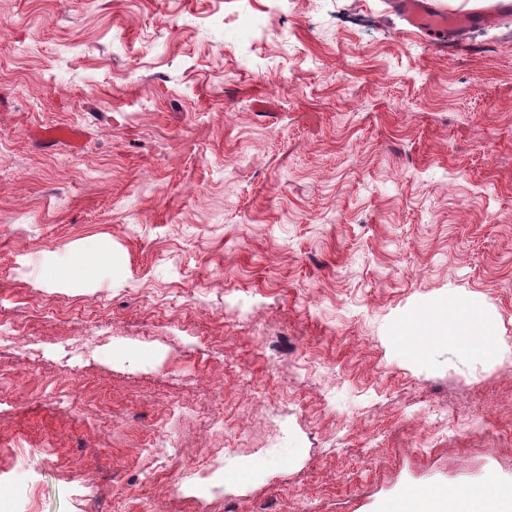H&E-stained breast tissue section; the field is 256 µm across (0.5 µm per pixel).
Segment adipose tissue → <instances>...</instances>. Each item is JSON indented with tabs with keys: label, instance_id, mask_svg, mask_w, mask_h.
<instances>
[{
	"label": "adipose tissue",
	"instance_id": "obj_1",
	"mask_svg": "<svg viewBox=\"0 0 512 512\" xmlns=\"http://www.w3.org/2000/svg\"><path fill=\"white\" fill-rule=\"evenodd\" d=\"M96 259L93 263L80 262L76 257H68L52 263L50 274L53 283L68 286L93 282L100 272L108 270L112 263L109 249L92 245ZM403 329H421L430 338H448L456 342L459 338L481 331L489 336L494 326L485 310L475 302L463 304L456 299L441 302L428 323H421L412 317L402 324ZM384 512H512V483H492L480 487L458 488L452 491L442 489H412L405 492L397 501L385 507Z\"/></svg>",
	"mask_w": 512,
	"mask_h": 512
}]
</instances>
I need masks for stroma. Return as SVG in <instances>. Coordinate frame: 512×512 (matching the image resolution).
<instances>
[{"label":"stroma","mask_w":512,"mask_h":512,"mask_svg":"<svg viewBox=\"0 0 512 512\" xmlns=\"http://www.w3.org/2000/svg\"><path fill=\"white\" fill-rule=\"evenodd\" d=\"M472 10L443 48L392 0H0V512L512 483V15ZM449 297L495 358L401 333ZM89 250L96 253V259L91 264L80 262L71 255L66 259L54 261L50 266L52 283L62 286L89 284L100 272L112 267L113 258L109 249L100 248L97 243H93Z\"/></svg>","instance_id":"35a3bbf8"}]
</instances>
